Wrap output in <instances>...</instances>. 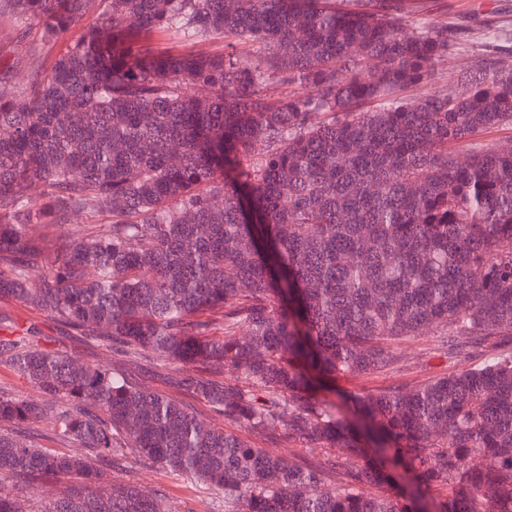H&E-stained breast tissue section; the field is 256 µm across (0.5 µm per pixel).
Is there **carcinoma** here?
<instances>
[{"mask_svg":"<svg viewBox=\"0 0 512 512\" xmlns=\"http://www.w3.org/2000/svg\"><path fill=\"white\" fill-rule=\"evenodd\" d=\"M89 2L0 0L44 42L81 28L21 84L0 66V301L146 361L230 426L326 452L281 459L0 314V363L48 396L0 393V512L47 483L62 494L36 512H171L104 483L130 455L239 512H416L434 492L438 512H512V146L472 142L512 125L507 49L416 97L461 31L411 0H98L87 23ZM207 39L225 51L192 49ZM78 216L96 222L57 233ZM432 328L439 356L484 359L355 397L398 448L365 447L297 365L387 372ZM43 420L84 454L35 442Z\"/></svg>","mask_w":512,"mask_h":512,"instance_id":"1","label":"carcinoma"}]
</instances>
